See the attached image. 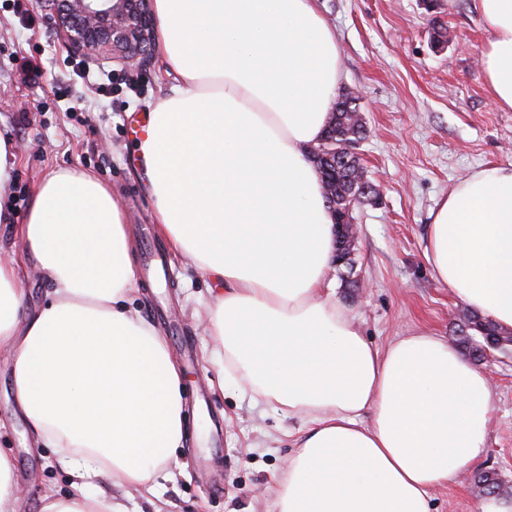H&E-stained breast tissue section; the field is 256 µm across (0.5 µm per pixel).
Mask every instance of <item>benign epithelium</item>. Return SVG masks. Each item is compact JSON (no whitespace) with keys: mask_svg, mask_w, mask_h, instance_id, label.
<instances>
[{"mask_svg":"<svg viewBox=\"0 0 512 512\" xmlns=\"http://www.w3.org/2000/svg\"><path fill=\"white\" fill-rule=\"evenodd\" d=\"M57 6L64 37L88 58L110 55L128 69L147 66L154 29L150 0H41Z\"/></svg>","mask_w":512,"mask_h":512,"instance_id":"1","label":"benign epithelium"}]
</instances>
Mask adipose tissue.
Listing matches in <instances>:
<instances>
[{"label":"adipose tissue","instance_id":"obj_1","mask_svg":"<svg viewBox=\"0 0 512 512\" xmlns=\"http://www.w3.org/2000/svg\"><path fill=\"white\" fill-rule=\"evenodd\" d=\"M491 34L481 69L512 110V0H476ZM165 95L146 104L144 162L158 230L212 286L204 327L218 375L299 419L274 512H432L431 492L487 453L492 383L437 332L373 346L337 302L334 216L310 154L342 80L317 0H152ZM16 144L0 135V226L50 291L27 311L17 259L0 258V352L36 446L75 488L41 512H127L88 489L108 476L156 494L185 433L181 371L132 308L134 251L111 190L48 174L25 221L5 200ZM425 257L466 307L512 329V165L455 184Z\"/></svg>","mask_w":512,"mask_h":512}]
</instances>
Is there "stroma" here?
<instances>
[{
    "label": "stroma",
    "mask_w": 512,
    "mask_h": 512,
    "mask_svg": "<svg viewBox=\"0 0 512 512\" xmlns=\"http://www.w3.org/2000/svg\"><path fill=\"white\" fill-rule=\"evenodd\" d=\"M438 15L423 0H319L336 30L342 89L359 92L367 133L357 152L380 197L354 211L358 226L355 273L366 287H344L329 274L337 301L365 338L383 347L421 327L456 341L452 312L461 304L432 276L424 251L432 213L449 188L472 170L512 163V111L487 90L479 60L491 35L475 0H439ZM43 77L29 83L28 67ZM168 80L152 53L141 71L112 59L91 61L60 38L48 10L24 0H0V131L18 147L10 192L14 223H23L33 190L52 171L97 176L124 205L135 248L136 306L157 324L183 369L186 415L182 448L155 481L161 498L149 503L111 479L92 487L129 512H273L271 489L293 447L291 419L251 400L238 383L211 387L213 343L194 318L209 281L173 256L156 230V212L136 173L135 121ZM486 365L496 373L494 414L481 469L497 470L512 486V355ZM206 420L222 453L200 445ZM0 448L14 459L24 493L20 512H38L43 495L72 493L56 453L32 445L17 409L9 363L0 358ZM435 512H480L482 502L462 474L433 490Z\"/></svg>",
    "instance_id": "35a3bbf8"
}]
</instances>
